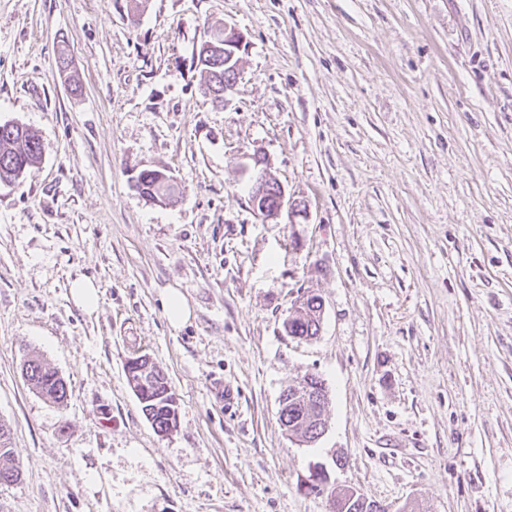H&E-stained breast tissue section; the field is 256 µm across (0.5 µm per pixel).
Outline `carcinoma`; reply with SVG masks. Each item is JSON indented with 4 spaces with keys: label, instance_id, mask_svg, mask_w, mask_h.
I'll list each match as a JSON object with an SVG mask.
<instances>
[{
    "label": "carcinoma",
    "instance_id": "1",
    "mask_svg": "<svg viewBox=\"0 0 512 512\" xmlns=\"http://www.w3.org/2000/svg\"><path fill=\"white\" fill-rule=\"evenodd\" d=\"M198 63L202 66L206 90L218 91L216 68L211 64L210 57H202V50H197ZM43 155V144L39 136L29 128L17 123L0 124V183L11 184L26 173L37 168ZM140 194L147 198L170 196L174 193L171 183L163 184L158 181L156 170H144L139 173L136 183ZM321 303L315 298L308 299L305 315L291 317L285 322L289 335L301 338H312L317 335V311ZM28 369V383L50 397L51 402L62 404L67 400V390L50 379V370L46 364L36 356H31L24 362ZM175 401V393L165 374H160L151 383L142 409L148 411L153 427L162 430L168 427L171 402ZM285 405L281 410L286 416L287 423L293 425V430L308 439H318L322 431L311 422V414L305 402L294 397L293 388L283 393ZM13 477L18 482L21 478L20 466L14 458L13 448L10 446V429L0 422V475Z\"/></svg>",
    "mask_w": 512,
    "mask_h": 512
}]
</instances>
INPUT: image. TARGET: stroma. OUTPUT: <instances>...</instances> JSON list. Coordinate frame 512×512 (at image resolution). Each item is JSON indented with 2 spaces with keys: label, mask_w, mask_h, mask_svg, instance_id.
Masks as SVG:
<instances>
[{
  "label": "stroma",
  "mask_w": 512,
  "mask_h": 512,
  "mask_svg": "<svg viewBox=\"0 0 512 512\" xmlns=\"http://www.w3.org/2000/svg\"><path fill=\"white\" fill-rule=\"evenodd\" d=\"M130 6L0 0V124L44 145L0 184V420L22 471L0 512H329L303 486L316 464L393 512H512V0ZM224 24L246 49L221 107L196 50ZM256 153L307 218L253 212ZM144 169L174 177L172 204L142 197ZM305 288L311 340L284 329ZM32 351L64 405L25 381ZM136 354L170 379L171 434L128 384ZM306 373L329 389L310 446L278 420ZM71 296L77 307L85 313H93L98 306V288L90 280H77L71 288ZM163 307L170 325L174 328L183 326L190 319L189 305L182 293L175 288H170L165 295Z\"/></svg>",
  "instance_id": "35a3bbf8"
}]
</instances>
